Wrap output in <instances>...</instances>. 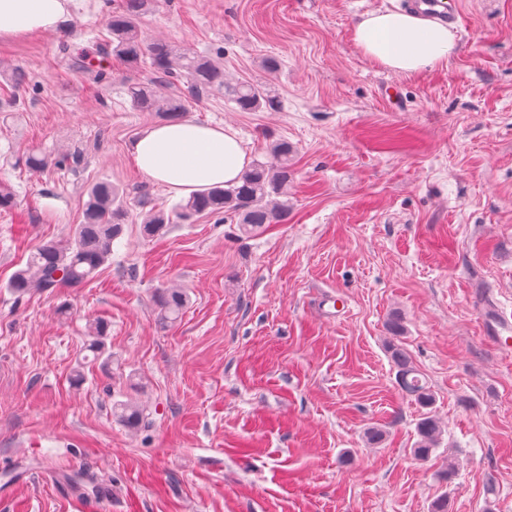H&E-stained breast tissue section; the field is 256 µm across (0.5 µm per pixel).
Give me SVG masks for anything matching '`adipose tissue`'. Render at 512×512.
<instances>
[{
    "label": "adipose tissue",
    "mask_w": 512,
    "mask_h": 512,
    "mask_svg": "<svg viewBox=\"0 0 512 512\" xmlns=\"http://www.w3.org/2000/svg\"><path fill=\"white\" fill-rule=\"evenodd\" d=\"M77 0H0V40L55 31ZM359 51L384 69L418 74L448 62L458 51L455 29L404 11H375L353 28ZM134 162L150 181L178 193L202 192L235 180L247 164L236 135L193 121L145 130L132 146Z\"/></svg>",
    "instance_id": "1"
}]
</instances>
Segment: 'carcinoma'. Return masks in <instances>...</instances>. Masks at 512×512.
Returning <instances> with one entry per match:
<instances>
[{
    "label": "carcinoma",
    "instance_id": "carcinoma-1",
    "mask_svg": "<svg viewBox=\"0 0 512 512\" xmlns=\"http://www.w3.org/2000/svg\"><path fill=\"white\" fill-rule=\"evenodd\" d=\"M154 4L155 0H123L122 9L109 22L112 39L99 47L100 54H111L131 65L150 61L157 79L173 87L171 94L161 97L148 83L129 84L127 93L136 110L157 112L164 121L177 122L188 112L189 101L213 90L224 91V96L242 112L278 110L279 100L267 84L248 81L229 84L224 79V68L212 58L167 42L143 41L141 21ZM293 152V146L286 140L271 143L266 160L253 162L243 170L238 181L192 194L167 212L145 213L141 233L151 238L161 237L168 225L192 224L201 216L234 218L245 236L258 233L267 224L286 223ZM81 160L79 152L51 155L33 150L27 155L25 165L32 172L43 173L77 165ZM129 219L127 195L107 180L97 181L87 191L82 222L63 239L41 242L6 288L22 298L33 291L51 293L58 288L82 287L110 260L112 245L123 236ZM154 305L158 321L172 325L184 313L188 295L182 288L163 286L155 292ZM388 331V352L396 366V382L402 392L425 409L416 425L417 440L411 454L418 461H426L442 435L441 423L431 411L435 396L402 345L405 334L402 317L392 316ZM104 335V324H91L86 350L93 354V359H103L107 367L112 364V356L105 355ZM112 410L131 431L139 430L147 421L146 408L129 400L114 402Z\"/></svg>",
    "mask_w": 512,
    "mask_h": 512
}]
</instances>
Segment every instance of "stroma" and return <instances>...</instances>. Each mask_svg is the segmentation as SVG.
Instances as JSON below:
<instances>
[{"label":"stroma","mask_w":512,"mask_h":512,"mask_svg":"<svg viewBox=\"0 0 512 512\" xmlns=\"http://www.w3.org/2000/svg\"><path fill=\"white\" fill-rule=\"evenodd\" d=\"M389 3L159 0L146 39L279 96V111L242 112L213 92L186 117L232 129L252 161L279 139L296 147L288 221L246 239L212 217L154 239L132 223L83 287L20 299L6 283L80 223L96 181L124 188L135 217L180 196L131 154L159 119L126 87L151 70L71 65L109 39L121 0H83L57 31L0 42V68L29 75L20 112L0 115V185L17 202L0 212V512H95V484L111 486L112 512H430L442 494L449 512H512V358L480 322L488 294L512 315V0H455L458 53L414 75L353 42ZM33 148L83 161L35 175ZM167 283L189 295L170 327L153 304ZM394 311L444 424L425 463L410 454L421 410L386 348ZM94 321L109 374L85 349ZM122 395L148 427L113 416ZM371 427L386 433L374 448Z\"/></svg>","instance_id":"1"}]
</instances>
